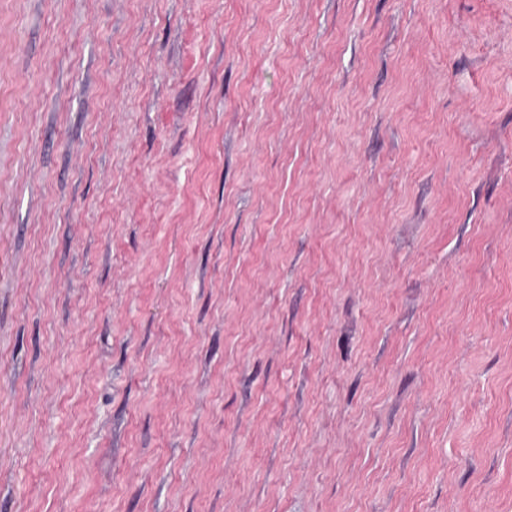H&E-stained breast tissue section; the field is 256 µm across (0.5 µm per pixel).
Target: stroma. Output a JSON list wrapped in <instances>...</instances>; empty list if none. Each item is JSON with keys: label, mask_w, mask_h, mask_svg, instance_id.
I'll return each instance as SVG.
<instances>
[{"label": "stroma", "mask_w": 512, "mask_h": 512, "mask_svg": "<svg viewBox=\"0 0 512 512\" xmlns=\"http://www.w3.org/2000/svg\"><path fill=\"white\" fill-rule=\"evenodd\" d=\"M0 512H512V0H0Z\"/></svg>", "instance_id": "obj_1"}]
</instances>
